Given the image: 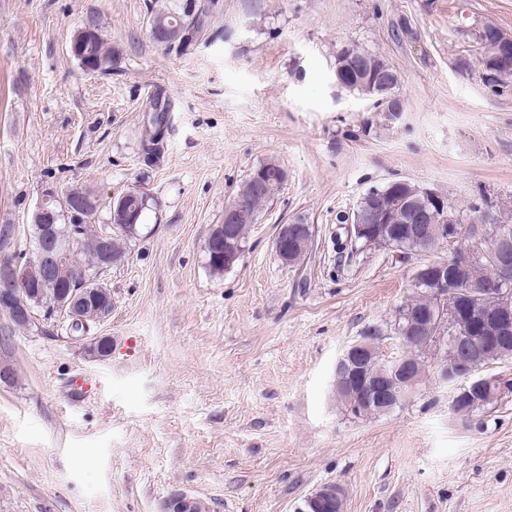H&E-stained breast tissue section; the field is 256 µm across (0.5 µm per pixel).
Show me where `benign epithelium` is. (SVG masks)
<instances>
[{"instance_id": "7a95c632", "label": "benign epithelium", "mask_w": 512, "mask_h": 512, "mask_svg": "<svg viewBox=\"0 0 512 512\" xmlns=\"http://www.w3.org/2000/svg\"><path fill=\"white\" fill-rule=\"evenodd\" d=\"M482 52L492 54L497 59L496 76L505 78L512 74V35L503 31H495L489 41L482 44ZM372 85L378 88L381 98L375 101L380 112H387L392 118H397L403 111L402 99L394 90L391 80L384 76L371 77ZM393 203L388 207L380 206L377 198L367 200V205L347 217L350 221L349 230L355 242L362 243L363 248L370 246L369 237L373 233V225L389 224L390 213L400 215L396 226L388 230L389 237L395 238L406 233L414 238H420L433 232L434 242L448 241L453 243L459 239L456 216L448 214V202L432 189L411 183L406 180L396 182L391 189ZM69 201V216L75 222L79 221L81 212L94 201L77 190H71L66 195ZM448 224V229L431 230V222L438 217ZM252 220L248 210L240 205L225 208L224 223L213 225L212 238L216 245L230 243V225L242 224ZM509 224H496L493 230L484 234L490 238L488 248L472 247L462 254V259L428 261L416 266L413 282L427 283L431 286L432 295L440 299L445 306L441 310H422L409 315L408 324L397 325L399 348L391 355L385 356L388 369L400 376L402 382L416 384L413 367L407 356L409 339L429 335L436 341L437 347H442L443 334L440 324L443 312L448 316L467 323V329L457 336L448 337V344L454 355L470 347L481 336L487 342L495 339H505L512 335V311L507 309L495 315H486L478 307L465 305L458 301L456 295L449 293L448 287H456L461 283L457 276L458 263L463 260L472 262L483 258H494L503 270V279L499 286L512 288V236L507 229ZM34 236L41 244L36 258L22 263L12 257L0 258V299L18 306L21 315L30 314L29 302L38 300L37 289L52 271L60 267L70 253L74 252L77 239L71 237L67 242L57 241L52 224L32 225ZM310 239L309 226L299 220L281 224L274 239V247L278 257L284 263H289L296 249L303 247ZM112 267L111 254L102 249L91 256L86 263L74 272V277L92 278V274L106 271ZM86 305V294L81 288H66L62 290L49 310H55L70 320V322L85 321L83 311ZM379 354L373 344L367 341H356L349 345L337 358L334 366L335 380H343L346 390L359 402L389 405L400 400L399 388L386 375L372 376L368 370L371 359ZM438 378L448 384L461 387L465 383L479 384L483 377L479 372L469 369L451 370L439 367ZM344 502L341 487L334 483L323 484L310 492L304 499L300 512H342ZM196 499L184 492L175 491L164 501L162 512H190Z\"/></svg>"}]
</instances>
